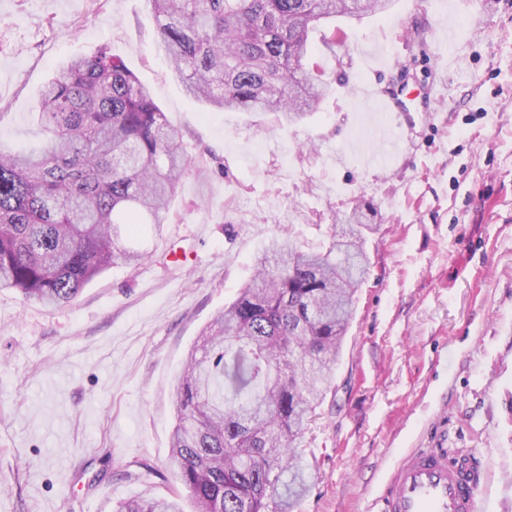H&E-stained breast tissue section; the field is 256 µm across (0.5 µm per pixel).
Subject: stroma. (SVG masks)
Here are the masks:
<instances>
[{
    "label": "stroma",
    "mask_w": 512,
    "mask_h": 512,
    "mask_svg": "<svg viewBox=\"0 0 512 512\" xmlns=\"http://www.w3.org/2000/svg\"><path fill=\"white\" fill-rule=\"evenodd\" d=\"M454 24L458 70L413 145L377 163L394 117L344 78L388 82ZM151 91L191 164L163 223L120 245L74 304L0 291V512H112L183 493L170 457L173 383L203 328L276 236L327 249L369 203L370 273L323 404L306 424L309 492L292 512H378L398 460L448 448L485 463L480 512H512V0H394L337 23L313 63L332 91L298 125L209 111L172 73L146 0H0V144H39L38 95L65 59L99 48ZM181 249L187 262L174 263Z\"/></svg>",
    "instance_id": "1"
}]
</instances>
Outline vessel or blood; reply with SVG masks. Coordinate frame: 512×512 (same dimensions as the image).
Wrapping results in <instances>:
<instances>
[{
    "label": "vessel or blood",
    "mask_w": 512,
    "mask_h": 512,
    "mask_svg": "<svg viewBox=\"0 0 512 512\" xmlns=\"http://www.w3.org/2000/svg\"><path fill=\"white\" fill-rule=\"evenodd\" d=\"M443 67H434L428 82L411 91L406 81L383 87L376 83L350 85L356 96L372 99L381 111L396 117L434 111ZM484 472L478 461L444 448H417L393 468L381 495L379 512H478Z\"/></svg>",
    "instance_id": "obj_1"
}]
</instances>
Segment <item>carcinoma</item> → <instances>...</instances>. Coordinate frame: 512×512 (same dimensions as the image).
I'll use <instances>...</instances> for the list:
<instances>
[{"mask_svg":"<svg viewBox=\"0 0 512 512\" xmlns=\"http://www.w3.org/2000/svg\"><path fill=\"white\" fill-rule=\"evenodd\" d=\"M147 2L189 95L294 124L330 92L307 66L311 32L391 0ZM35 116L41 149L0 145V290L62 310L110 266L143 259L119 246L120 225L161 223L190 159L150 91L105 47L61 63ZM365 230L373 225L347 224L319 253L273 240L191 350L175 382L170 451L195 512H290L308 491L301 438L369 269ZM114 512L182 509L153 497Z\"/></svg>","mask_w":512,"mask_h":512,"instance_id":"carcinoma-1","label":"carcinoma"}]
</instances>
